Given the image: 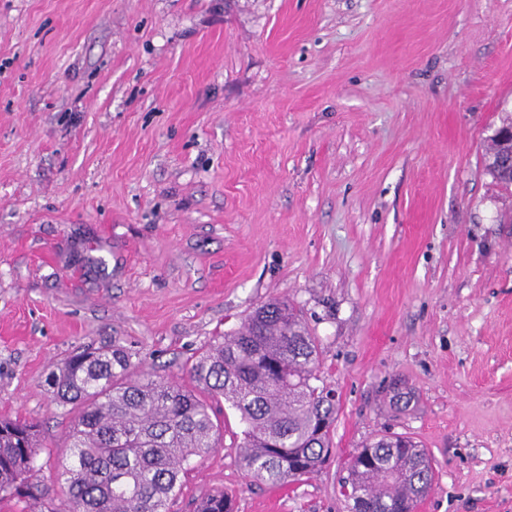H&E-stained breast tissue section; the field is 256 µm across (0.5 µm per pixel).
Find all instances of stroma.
<instances>
[{
  "label": "stroma",
  "mask_w": 512,
  "mask_h": 512,
  "mask_svg": "<svg viewBox=\"0 0 512 512\" xmlns=\"http://www.w3.org/2000/svg\"><path fill=\"white\" fill-rule=\"evenodd\" d=\"M512 0H0V418L40 426L54 507L87 344L185 379L279 298L336 396L318 473L253 484L243 426L169 503L349 512L377 434L426 448L416 512H512ZM512 153V142L511 144L507 141H497L495 139L491 140V144L488 149V164L487 168L490 174L503 186L509 187L512 185V180L507 179L506 176H503L500 173V169L498 167V161L501 157L505 155H511Z\"/></svg>",
  "instance_id": "1"
}]
</instances>
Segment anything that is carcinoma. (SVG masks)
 Listing matches in <instances>:
<instances>
[{
    "label": "carcinoma",
    "instance_id": "1",
    "mask_svg": "<svg viewBox=\"0 0 512 512\" xmlns=\"http://www.w3.org/2000/svg\"><path fill=\"white\" fill-rule=\"evenodd\" d=\"M512 143L491 140L487 168L503 186L498 161ZM318 341L291 303L272 300L243 326L212 338L186 364L198 397L179 382L140 372L118 345L86 347L52 372V401L76 405L67 437L74 462L62 466L64 512H169L194 457L221 447L211 402H226L244 426L239 462L255 483L282 484L316 472L331 455L336 401L317 385ZM40 451L35 426L0 420V500L46 509L30 482ZM423 449L409 437L382 435L353 456L344 486L365 500L363 512H415L432 485ZM222 491L196 512H234Z\"/></svg>",
    "mask_w": 512,
    "mask_h": 512
}]
</instances>
